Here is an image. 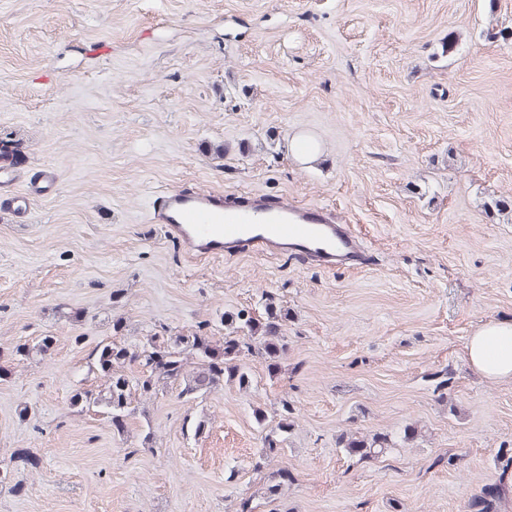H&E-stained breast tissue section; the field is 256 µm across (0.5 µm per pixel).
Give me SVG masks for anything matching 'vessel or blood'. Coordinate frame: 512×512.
Segmentation results:
<instances>
[{"mask_svg": "<svg viewBox=\"0 0 512 512\" xmlns=\"http://www.w3.org/2000/svg\"><path fill=\"white\" fill-rule=\"evenodd\" d=\"M151 220L164 225L191 257L262 252L350 267L362 259L358 236L327 210L282 198L172 189L158 197Z\"/></svg>", "mask_w": 512, "mask_h": 512, "instance_id": "vessel-or-blood-1", "label": "vessel or blood"}]
</instances>
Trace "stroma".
I'll return each instance as SVG.
<instances>
[{
	"label": "stroma",
	"instance_id": "obj_1",
	"mask_svg": "<svg viewBox=\"0 0 512 512\" xmlns=\"http://www.w3.org/2000/svg\"><path fill=\"white\" fill-rule=\"evenodd\" d=\"M4 156L23 178L0 188V512H466L497 480L512 381L465 345L512 318V0H0ZM172 187L327 207L367 260H187L148 220ZM268 294L276 371L238 357L248 385L192 403L159 384L120 432L71 406L107 385L99 342L218 341ZM285 401L262 458L253 411ZM345 431L394 446L351 460Z\"/></svg>",
	"mask_w": 512,
	"mask_h": 512
}]
</instances>
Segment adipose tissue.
I'll return each instance as SVG.
<instances>
[{
    "instance_id": "obj_1",
    "label": "adipose tissue",
    "mask_w": 512,
    "mask_h": 512,
    "mask_svg": "<svg viewBox=\"0 0 512 512\" xmlns=\"http://www.w3.org/2000/svg\"><path fill=\"white\" fill-rule=\"evenodd\" d=\"M471 366L492 380H512V319L478 327L465 346Z\"/></svg>"
}]
</instances>
